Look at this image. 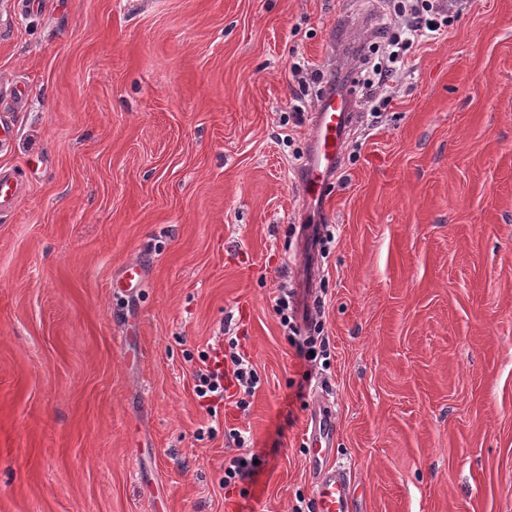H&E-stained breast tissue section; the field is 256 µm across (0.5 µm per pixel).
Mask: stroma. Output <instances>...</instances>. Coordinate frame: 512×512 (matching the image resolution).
<instances>
[{
  "label": "stroma",
  "instance_id": "obj_1",
  "mask_svg": "<svg viewBox=\"0 0 512 512\" xmlns=\"http://www.w3.org/2000/svg\"><path fill=\"white\" fill-rule=\"evenodd\" d=\"M394 17L0 0V171L23 184L0 214V512H312L321 400L351 512H512V0L412 45L372 112L355 63ZM330 77L358 118L311 202L295 114ZM133 262L146 286L119 291ZM282 285L320 308L329 368L285 335ZM225 331L262 384L213 416L186 354ZM232 428L259 465L228 488ZM317 422V419H315V422H313L310 432L308 429L309 437H307L310 447V453L312 454L315 461L320 460L321 458H324L326 456V453L330 449L328 447L333 442V429L327 427H324L322 429L320 420L319 424Z\"/></svg>",
  "mask_w": 512,
  "mask_h": 512
}]
</instances>
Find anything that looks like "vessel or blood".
<instances>
[{
    "mask_svg": "<svg viewBox=\"0 0 512 512\" xmlns=\"http://www.w3.org/2000/svg\"><path fill=\"white\" fill-rule=\"evenodd\" d=\"M352 104L347 95L327 92L313 114L310 147L302 173L309 199L326 196L336 182L339 164L352 124ZM21 183L16 176L0 172V212L11 210L20 196ZM333 431L313 424L308 442L314 459L324 458L331 445ZM351 489L346 473L336 467L321 469L316 482L315 512H350Z\"/></svg>",
    "mask_w": 512,
    "mask_h": 512,
    "instance_id": "b4317fda",
    "label": "vessel or blood"
}]
</instances>
